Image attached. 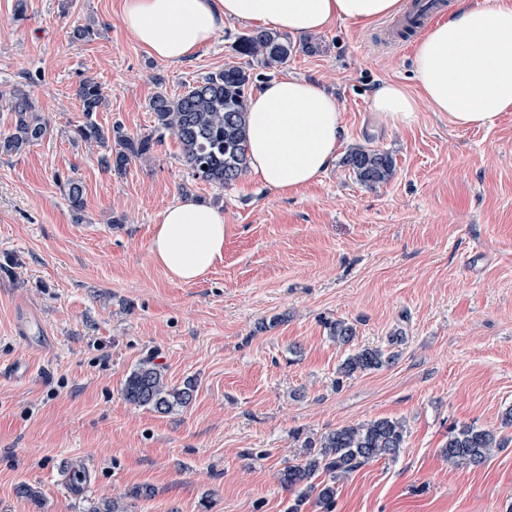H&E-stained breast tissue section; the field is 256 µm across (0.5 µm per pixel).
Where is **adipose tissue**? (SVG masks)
<instances>
[{
  "label": "adipose tissue",
  "instance_id": "1",
  "mask_svg": "<svg viewBox=\"0 0 512 512\" xmlns=\"http://www.w3.org/2000/svg\"><path fill=\"white\" fill-rule=\"evenodd\" d=\"M408 0H123L127 31L155 59L177 64L213 42L226 21L260 22L297 36L333 20L369 27L407 12ZM404 85L376 88L371 109L392 126L414 122L418 98L460 126H483L512 109V6L454 0L447 18L418 42ZM249 168L280 191L305 186L335 161L343 131L338 101L319 82L273 80L252 96L247 115ZM221 209L184 198L162 214L153 261L175 282H192L224 256Z\"/></svg>",
  "mask_w": 512,
  "mask_h": 512
}]
</instances>
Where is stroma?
Segmentation results:
<instances>
[{"label":"stroma","instance_id":"1","mask_svg":"<svg viewBox=\"0 0 512 512\" xmlns=\"http://www.w3.org/2000/svg\"><path fill=\"white\" fill-rule=\"evenodd\" d=\"M14 4L0 0V130L20 89L53 133L0 156V512H87L107 499L126 512H285L277 473L299 438L380 418L403 422V451L339 482L331 512H512V111L464 128L423 101L411 125L376 122L381 83L419 91L420 35L399 46L395 18L334 21L267 70L233 50L250 22H225L209 47L170 64L131 38L123 0H27L21 22ZM86 23L96 38L72 40ZM227 66L250 70L253 93L287 75L320 81L340 106V153L383 150L393 178L368 187L338 160L293 191L250 173L217 188L191 176L173 136L120 174L99 163L117 140L72 136L85 78L104 91L97 122L136 136L154 126L155 94ZM69 177L84 187L78 213ZM184 197L221 207L228 226L223 261L189 283L150 253L163 211ZM340 318L356 329L352 346L327 335ZM362 347L396 360L339 376ZM147 356L172 384L196 380L188 407L125 400ZM464 425L497 432L503 448L477 467L450 464L443 445ZM83 463L89 475L74 484ZM22 483L41 500L21 497Z\"/></svg>","mask_w":512,"mask_h":512}]
</instances>
